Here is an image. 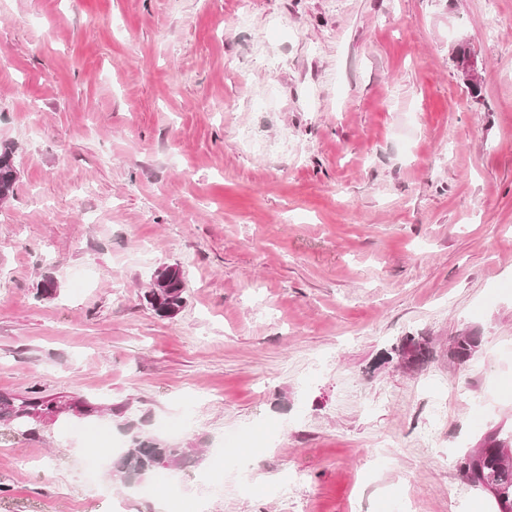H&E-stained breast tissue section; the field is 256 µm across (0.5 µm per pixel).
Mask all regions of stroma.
I'll use <instances>...</instances> for the list:
<instances>
[{
    "mask_svg": "<svg viewBox=\"0 0 512 512\" xmlns=\"http://www.w3.org/2000/svg\"><path fill=\"white\" fill-rule=\"evenodd\" d=\"M4 143L0 391L110 412L0 427V512H493L455 460L512 430V0H0ZM130 414L179 494L112 478ZM18 171L14 161L13 151L10 147L0 148V195L9 197L14 194ZM175 270H169L166 275V287L159 294L151 286L144 294V299L154 313L161 318H171L178 314L184 305L185 278L183 271L175 266ZM403 355L410 353L408 361L413 364H420L429 360L432 356V350L428 340L423 336L406 337L399 350Z\"/></svg>",
    "mask_w": 512,
    "mask_h": 512,
    "instance_id": "35a3bbf8",
    "label": "stroma"
}]
</instances>
